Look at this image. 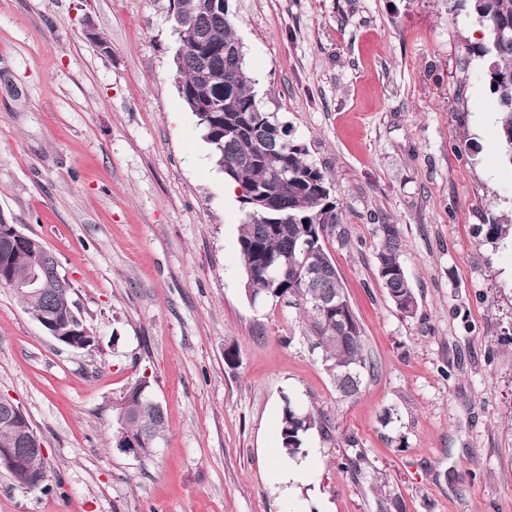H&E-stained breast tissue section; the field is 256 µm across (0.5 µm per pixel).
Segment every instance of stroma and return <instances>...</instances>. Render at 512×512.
Segmentation results:
<instances>
[{
    "mask_svg": "<svg viewBox=\"0 0 512 512\" xmlns=\"http://www.w3.org/2000/svg\"><path fill=\"white\" fill-rule=\"evenodd\" d=\"M171 0H0V218L41 236L98 338L56 344L0 288V395L54 488L0 470V512H286L266 451L283 395L324 415L308 512H512V165L483 31L448 0H229L260 109L336 185L324 242L374 371L339 399L299 311L247 300L238 197L177 89ZM399 225L415 292L377 275ZM235 352L234 365L224 361ZM156 454L113 448L140 378ZM376 233L379 243L375 262L383 287L400 312L413 314L418 302L400 261L403 249L400 228L396 224H379Z\"/></svg>",
    "mask_w": 512,
    "mask_h": 512,
    "instance_id": "obj_1",
    "label": "stroma"
}]
</instances>
